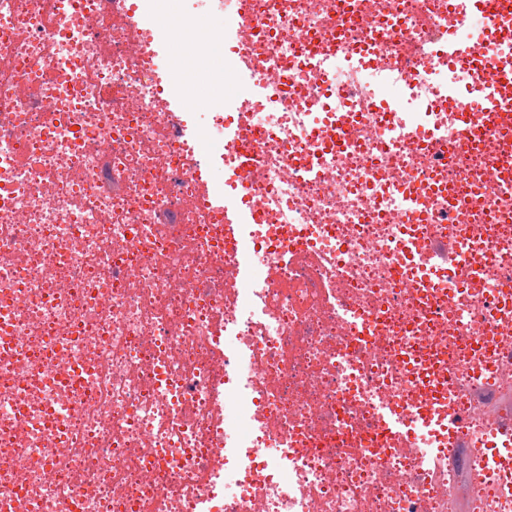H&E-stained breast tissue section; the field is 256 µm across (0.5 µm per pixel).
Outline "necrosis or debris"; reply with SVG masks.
<instances>
[{
    "mask_svg": "<svg viewBox=\"0 0 512 512\" xmlns=\"http://www.w3.org/2000/svg\"><path fill=\"white\" fill-rule=\"evenodd\" d=\"M480 5L234 0L253 24L223 31L170 0H0V512H448L415 409L451 374L439 413L487 435L506 413L478 394H512L507 156L448 105L487 107L449 45L512 60ZM218 40L257 91L204 104ZM217 187L257 223L229 234ZM454 240L465 282L418 261Z\"/></svg>",
    "mask_w": 512,
    "mask_h": 512,
    "instance_id": "4bbe7bcc",
    "label": "necrosis or debris"
}]
</instances>
